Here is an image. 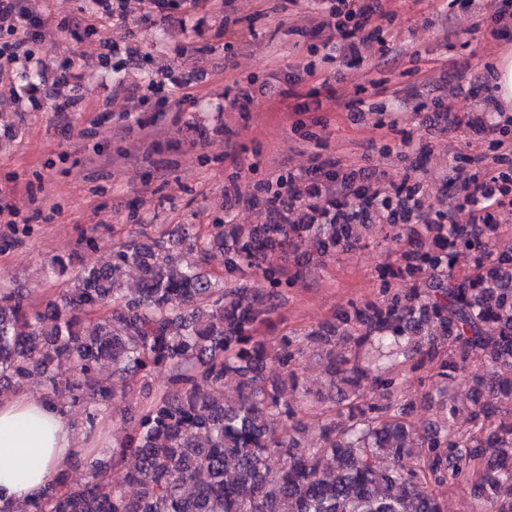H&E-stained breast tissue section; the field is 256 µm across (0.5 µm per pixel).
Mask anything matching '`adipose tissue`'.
<instances>
[{
    "label": "adipose tissue",
    "instance_id": "obj_1",
    "mask_svg": "<svg viewBox=\"0 0 512 512\" xmlns=\"http://www.w3.org/2000/svg\"><path fill=\"white\" fill-rule=\"evenodd\" d=\"M81 436L69 414L43 399L0 400V512H16L67 472Z\"/></svg>",
    "mask_w": 512,
    "mask_h": 512
}]
</instances>
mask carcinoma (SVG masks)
Instances as JSON below:
<instances>
[{"instance_id": "carcinoma-1", "label": "carcinoma", "mask_w": 512, "mask_h": 512, "mask_svg": "<svg viewBox=\"0 0 512 512\" xmlns=\"http://www.w3.org/2000/svg\"><path fill=\"white\" fill-rule=\"evenodd\" d=\"M382 301L353 304L302 337L260 335L304 272L360 241L368 224H216L195 236L133 239L76 275L59 298L26 307L0 289V383L46 375L45 398L84 410L89 432L155 372L170 383L139 407L119 446L16 512H444L430 487L472 482L477 512H512V237L503 224H382ZM224 253V277L199 260ZM136 273L135 288L127 277ZM256 274L268 288L247 285ZM424 274L411 293L398 282ZM327 360L334 412L288 388L302 345ZM429 366L436 420L409 418L393 373ZM469 377L468 390L457 379ZM236 384L229 397L224 387ZM318 437L304 443V418ZM471 427L455 429L460 414ZM139 488L135 496L127 488Z\"/></svg>"}]
</instances>
